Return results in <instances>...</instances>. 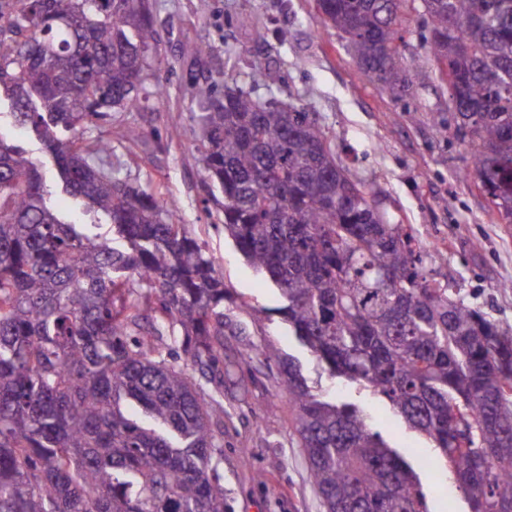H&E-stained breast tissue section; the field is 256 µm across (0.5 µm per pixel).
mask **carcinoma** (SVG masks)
I'll return each mask as SVG.
<instances>
[{"label":"carcinoma","mask_w":512,"mask_h":512,"mask_svg":"<svg viewBox=\"0 0 512 512\" xmlns=\"http://www.w3.org/2000/svg\"><path fill=\"white\" fill-rule=\"evenodd\" d=\"M74 2L0 0V91L65 191L112 227L61 221L36 163L0 139V512H226L224 279L173 203L118 177L111 143L85 136L162 95L143 76L153 15L148 0H84L79 15ZM403 2L317 0L362 74L392 90L408 87ZM421 6L456 134L512 220V0ZM194 94L224 232L275 284L295 336L431 441L470 512L512 500V333L426 275L310 113L241 88ZM253 357L282 363L271 342ZM283 372L324 512H428L412 467L354 406L313 392L293 362Z\"/></svg>","instance_id":"cac0c4a2"}]
</instances>
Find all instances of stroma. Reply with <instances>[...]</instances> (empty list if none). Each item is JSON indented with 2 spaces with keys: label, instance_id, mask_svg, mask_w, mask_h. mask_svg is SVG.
Wrapping results in <instances>:
<instances>
[{
  "label": "stroma",
  "instance_id": "obj_1",
  "mask_svg": "<svg viewBox=\"0 0 512 512\" xmlns=\"http://www.w3.org/2000/svg\"><path fill=\"white\" fill-rule=\"evenodd\" d=\"M159 53L145 70L164 95L101 126L121 161V174L142 186L162 185L179 223L206 243L233 300L224 326V496L227 512H323L307 481V463L289 436L288 397L277 366L242 356L253 343H275L302 367L315 392L355 404L371 428L414 468L430 512H469L427 437L386 401L331 377L278 314L276 286L253 269L224 233V199L213 192L196 151L200 110L188 81L223 88L249 74L263 98L310 112L335 138L349 172L376 194L394 224L405 225L427 271L448 282L466 304L512 331V223L492 222L489 200L471 175L468 141L448 128V89L422 38L425 18L410 13L399 46L409 86L390 91L364 78L338 32L324 26L314 0H149ZM288 30L280 40V30ZM204 54H194V47ZM0 98V138L23 146L46 182L48 206L65 220L98 218L62 189L52 157L16 123ZM140 136L129 140L127 132ZM263 480H255L256 472Z\"/></svg>",
  "mask_w": 512,
  "mask_h": 512
}]
</instances>
